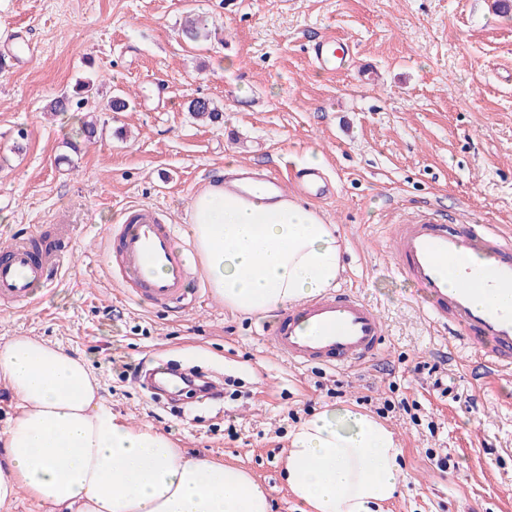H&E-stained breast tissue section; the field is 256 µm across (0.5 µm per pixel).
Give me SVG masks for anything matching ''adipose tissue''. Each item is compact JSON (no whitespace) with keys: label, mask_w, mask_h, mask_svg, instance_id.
<instances>
[{"label":"adipose tissue","mask_w":512,"mask_h":512,"mask_svg":"<svg viewBox=\"0 0 512 512\" xmlns=\"http://www.w3.org/2000/svg\"><path fill=\"white\" fill-rule=\"evenodd\" d=\"M189 235L226 309L265 316L327 293L342 271L334 225L258 182L209 184ZM18 411L0 430V512L27 493L44 512H270L247 471L175 448L107 408L81 358L30 337L0 346ZM288 487L302 512H383L402 468L393 432L349 407L316 412L289 435Z\"/></svg>","instance_id":"obj_1"}]
</instances>
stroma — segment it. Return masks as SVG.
<instances>
[{
    "label": "stroma",
    "mask_w": 512,
    "mask_h": 512,
    "mask_svg": "<svg viewBox=\"0 0 512 512\" xmlns=\"http://www.w3.org/2000/svg\"><path fill=\"white\" fill-rule=\"evenodd\" d=\"M190 14L206 38L183 37ZM331 36L351 47L347 70L311 62ZM2 56L0 243L65 224L70 262L29 307L0 310V344L33 336L84 358L113 414L247 470L272 512H300L283 477L296 426L387 400L408 404L384 418L406 472L387 512H512V374L484 375L389 252L391 225L425 208L449 225L512 228V0H0ZM88 78V100L49 112ZM116 95L127 109L111 111ZM191 98L222 106L221 119L197 120ZM88 119L92 142L76 134ZM311 150L333 191L315 208L342 243L337 284L385 324L371 364H289L263 337L266 318L225 309L205 282L178 312L122 297L102 247L127 206L159 207L187 247L189 203L227 160L286 176ZM155 360L219 378L222 400L186 399L173 415L126 377Z\"/></svg>",
    "instance_id": "1"
}]
</instances>
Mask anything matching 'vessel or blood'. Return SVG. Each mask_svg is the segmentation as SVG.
Here are the masks:
<instances>
[{"label":"vessel or blood","mask_w":512,"mask_h":512,"mask_svg":"<svg viewBox=\"0 0 512 512\" xmlns=\"http://www.w3.org/2000/svg\"><path fill=\"white\" fill-rule=\"evenodd\" d=\"M310 56L316 66L331 72L344 70L350 58L345 43L331 38L314 44ZM273 184L316 199L328 192L317 169L302 170L297 182L277 178ZM124 217L106 239L113 279L129 298L163 308L179 306L201 273L177 248L173 226L149 206L128 207ZM33 240V235H19L0 247L1 310L32 303L36 289L50 286L62 269L63 249L39 255ZM391 245L398 272L419 287L431 322L476 348L488 372L512 371V315L497 305L479 307L474 302L475 294L486 290L512 295V231L496 224L448 226L422 212L392 225ZM447 263L459 277L453 288L443 273ZM385 336L376 309L339 288L284 310L268 341L291 364L342 370L370 362Z\"/></svg>","instance_id":"obj_1"}]
</instances>
